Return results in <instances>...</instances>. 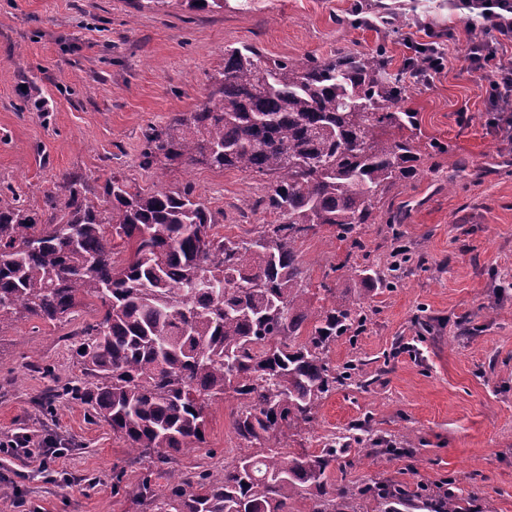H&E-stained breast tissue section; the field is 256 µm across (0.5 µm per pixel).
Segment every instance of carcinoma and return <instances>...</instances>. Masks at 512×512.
Segmentation results:
<instances>
[{
	"instance_id": "obj_1",
	"label": "carcinoma",
	"mask_w": 512,
	"mask_h": 512,
	"mask_svg": "<svg viewBox=\"0 0 512 512\" xmlns=\"http://www.w3.org/2000/svg\"><path fill=\"white\" fill-rule=\"evenodd\" d=\"M405 93L378 52L318 61L224 49L202 107L149 128L140 164L266 177L273 220L249 238L215 233V214L189 185L144 189L115 172L98 189L64 178L44 194L49 224L19 198H0V333L24 317L59 322L88 297L101 302L75 348L83 382L49 393L87 406L147 463L134 483L113 474L112 490L150 512H291L301 494L311 512H341L339 498L408 500L379 482L331 495L325 473L349 436L314 455L283 451L288 432L350 378L354 366L333 367L327 352L364 323L343 296L312 309L297 241L328 225L363 249L356 228L376 223L391 186L417 177L434 145L416 143ZM101 197L110 208H98ZM114 236L129 251L121 261ZM229 391L239 399L236 433L267 452L246 450L216 472L175 469L172 454L202 447L208 407Z\"/></svg>"
}]
</instances>
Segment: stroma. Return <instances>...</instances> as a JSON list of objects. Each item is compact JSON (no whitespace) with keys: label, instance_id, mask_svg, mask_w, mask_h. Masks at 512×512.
<instances>
[{"label":"stroma","instance_id":"1","mask_svg":"<svg viewBox=\"0 0 512 512\" xmlns=\"http://www.w3.org/2000/svg\"><path fill=\"white\" fill-rule=\"evenodd\" d=\"M372 2L226 0L192 11L183 0H0V189L38 211L69 175L93 185L117 171L148 189L189 184L221 212L218 235L253 236L268 219L252 209L264 177L201 165L142 168L145 130L200 107L230 47L318 60L340 48L380 50L402 72V40L350 23L355 6ZM395 7L430 24L447 46L445 70L410 84L405 101L422 140L447 150L386 193V209L410 211L402 240L388 225L363 224L360 251L328 226L298 241L313 308L330 306L337 293L359 304L366 324L327 353L334 366L361 363L360 374L289 432L288 450L319 453L368 415L369 441L332 463L330 488L387 481L415 495L400 512H431L427 497L453 478L463 512H512V112L492 110L487 80L469 65L464 11L448 0ZM402 241L406 263L397 255ZM346 261L399 286L364 290L338 272ZM98 308L89 298L62 322L22 318L0 335V440L31 438L27 451L0 454V499L14 500V512H139L112 490L113 472L128 482L141 473L127 443L68 397L52 412L42 408L49 382L41 366L62 382L81 378L74 346ZM238 406L230 394L216 400L205 444L178 455L175 467L193 475L232 463L245 448L232 426ZM404 435L413 445L401 455L371 447Z\"/></svg>","mask_w":512,"mask_h":512}]
</instances>
